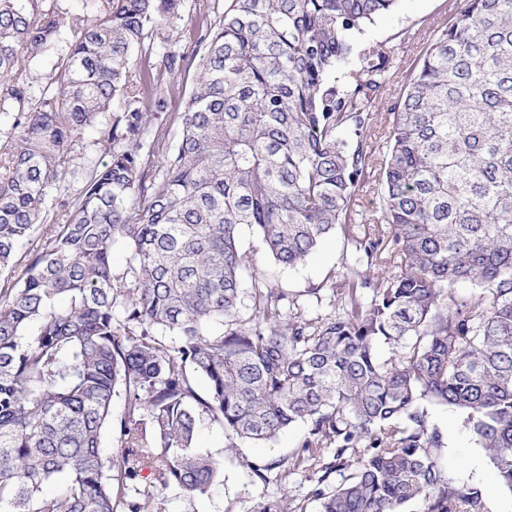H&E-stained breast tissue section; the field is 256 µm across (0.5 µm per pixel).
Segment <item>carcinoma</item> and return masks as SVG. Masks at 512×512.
<instances>
[{"label":"carcinoma","mask_w":512,"mask_h":512,"mask_svg":"<svg viewBox=\"0 0 512 512\" xmlns=\"http://www.w3.org/2000/svg\"><path fill=\"white\" fill-rule=\"evenodd\" d=\"M86 2L68 14L0 0V512H148L146 459L154 488L205 495L221 476L195 448L207 422L233 448L305 424L288 470L335 449L312 490L320 512L417 500L486 512L479 489L442 469L430 405L466 414L512 493V0H462L438 30L390 108L377 223L359 226L368 132L399 66L390 49L354 52L352 37L399 0H228L202 17L173 144L148 117L183 56L167 51L159 71L130 61L150 57L158 31L180 32L184 0ZM63 28L68 49L42 86L29 59ZM346 66L340 90L330 78ZM91 129L108 144L104 164L86 151ZM66 175L82 187L59 203ZM38 226L40 248L24 250ZM244 226L279 266L339 229L358 263L385 271L346 266L325 294L308 292L332 307L308 319L300 296L255 273ZM116 248L129 254L120 278ZM461 282L478 296L456 301Z\"/></svg>","instance_id":"obj_1"}]
</instances>
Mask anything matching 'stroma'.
Wrapping results in <instances>:
<instances>
[{
	"label": "stroma",
	"mask_w": 512,
	"mask_h": 512,
	"mask_svg": "<svg viewBox=\"0 0 512 512\" xmlns=\"http://www.w3.org/2000/svg\"><path fill=\"white\" fill-rule=\"evenodd\" d=\"M458 4L459 0H400L393 12L355 34V47L360 50L369 46H397L403 68H410L420 59L436 31L452 21ZM224 5L225 0H185L184 23L175 45L176 51L185 57V67L175 75L178 89L168 96L165 112L159 113L156 119L157 124L167 126L170 137H177L178 127L170 123L169 115L183 111L203 54V46L193 31L195 20L203 13L213 18L222 15ZM240 242L242 250L253 253L256 269L270 277L278 288L301 295L309 318L328 311L327 305L317 304L315 298L309 297V290L335 279L342 274L344 264L355 263L358 257L353 244L339 232L326 238L304 264L294 268L276 265L250 228H243ZM430 413L448 441L440 463L454 485L463 490L479 488L487 512H512V492L493 480V467L466 428L464 413L438 405L431 406ZM304 433V426L299 424L284 430L273 442L243 444L231 450L221 425L203 426L196 446L221 460L222 480L208 494L195 498L184 497L173 489L163 491L165 512H263L264 508L277 505L288 508L289 512H319V503L311 495L316 481L312 468L300 467L287 477L276 469L269 472L264 482L253 477L249 469L253 463L291 458L297 453Z\"/></svg>",
	"instance_id": "1"
}]
</instances>
